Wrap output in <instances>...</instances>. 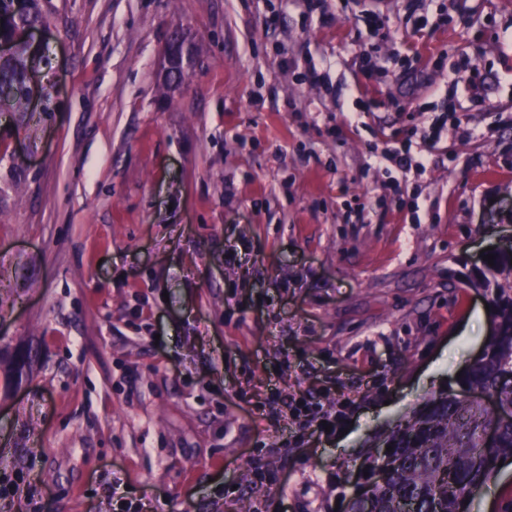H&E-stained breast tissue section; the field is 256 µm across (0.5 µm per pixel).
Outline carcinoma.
<instances>
[{
    "label": "carcinoma",
    "mask_w": 512,
    "mask_h": 512,
    "mask_svg": "<svg viewBox=\"0 0 512 512\" xmlns=\"http://www.w3.org/2000/svg\"><path fill=\"white\" fill-rule=\"evenodd\" d=\"M40 22L37 0H0V41L15 43L11 55L0 56V110L28 111L27 62H41L44 50L20 35ZM470 286L486 294L497 332L459 379L461 388L430 397L366 449L359 470L368 476L345 512H467L496 480L498 463L512 460V251L495 254L494 265L484 264ZM465 387L493 395L500 411L464 400ZM488 427L496 436L485 448L481 432Z\"/></svg>",
    "instance_id": "obj_1"
}]
</instances>
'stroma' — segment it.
Here are the masks:
<instances>
[{
  "instance_id": "obj_1",
  "label": "stroma",
  "mask_w": 512,
  "mask_h": 512,
  "mask_svg": "<svg viewBox=\"0 0 512 512\" xmlns=\"http://www.w3.org/2000/svg\"><path fill=\"white\" fill-rule=\"evenodd\" d=\"M39 9L50 95L0 116V512H334L492 331L512 0Z\"/></svg>"
}]
</instances>
